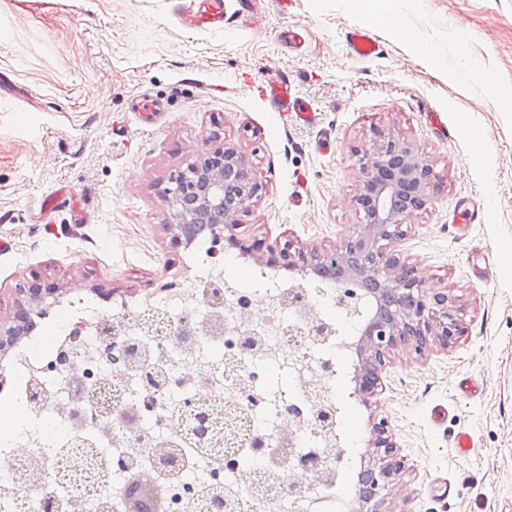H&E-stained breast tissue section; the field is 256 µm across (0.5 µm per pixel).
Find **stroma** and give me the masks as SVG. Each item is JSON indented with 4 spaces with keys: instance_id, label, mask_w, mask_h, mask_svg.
<instances>
[{
    "instance_id": "stroma-1",
    "label": "stroma",
    "mask_w": 512,
    "mask_h": 512,
    "mask_svg": "<svg viewBox=\"0 0 512 512\" xmlns=\"http://www.w3.org/2000/svg\"><path fill=\"white\" fill-rule=\"evenodd\" d=\"M299 2L188 30L174 0H0V241L12 244L0 252V322L24 278L63 303L182 283L188 249L161 194L208 148L236 150L259 186L241 237L339 252L363 220L357 155L375 130L392 132L438 176L394 254L448 289L466 334L421 357L395 351L381 392L350 416L365 431L388 417L404 460L383 512H512V0H393L386 18L366 0ZM365 22L375 59L345 50ZM279 69L319 126L265 108L256 86ZM140 94L164 104L157 125L136 121ZM63 187L75 207L44 217L42 199ZM473 206L480 223L457 234L453 212ZM465 377L479 393L460 391ZM463 432L476 444L466 459L453 448ZM443 482L451 497L438 496Z\"/></svg>"
}]
</instances>
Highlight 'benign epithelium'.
Returning <instances> with one entry per match:
<instances>
[{
  "label": "benign epithelium",
  "mask_w": 512,
  "mask_h": 512,
  "mask_svg": "<svg viewBox=\"0 0 512 512\" xmlns=\"http://www.w3.org/2000/svg\"><path fill=\"white\" fill-rule=\"evenodd\" d=\"M363 174L356 203L364 213L365 224L346 242L345 254L357 257V263L342 273L346 283L371 280L375 307L363 321L358 336V352L362 366L355 376V393L367 403L377 394L379 372L391 351L403 347L418 356L425 354L428 342L444 347L457 343L465 335V327L453 299L445 289L427 287L417 268L398 267L392 245L403 235L406 218L421 207L437 174L422 156L399 138L383 131L376 132V148L359 159ZM191 177L179 175L171 180L162 198L178 205L185 202L195 210L196 224L181 225L185 240L193 239V228H205L227 247L241 252L267 254L266 263L300 267L321 272L326 264L318 254L305 251L286 238L273 245L260 239L246 243L235 237L236 216L257 192L244 158L224 148L207 153L201 165L189 168ZM399 268L395 276L386 271ZM26 308H18L12 319L0 324V351L6 352L29 333ZM366 447L374 449L379 459L391 458L397 445L385 417L373 422ZM402 468V461L372 465L361 473L357 504L361 512H379V507L392 491V475ZM154 490L141 482L133 501L140 512L146 501L153 500Z\"/></svg>",
  "instance_id": "7a95c632"
}]
</instances>
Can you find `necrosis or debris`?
Here are the masks:
<instances>
[{"label":"necrosis or debris","instance_id":"1","mask_svg":"<svg viewBox=\"0 0 512 512\" xmlns=\"http://www.w3.org/2000/svg\"><path fill=\"white\" fill-rule=\"evenodd\" d=\"M213 248L193 244L183 287L107 308L78 296L37 316L9 367L11 399L40 426L0 442V512H127L141 472L165 512H216V487L236 512H347L336 435L315 433L301 388L325 361L341 379L350 358L346 336L316 344L302 313L334 286L250 263L241 279L214 267ZM116 349L132 363L113 383ZM287 420L294 434L281 431ZM30 465L67 478L45 496ZM314 467L325 485L301 503L284 494L292 470Z\"/></svg>","mask_w":512,"mask_h":512}]
</instances>
